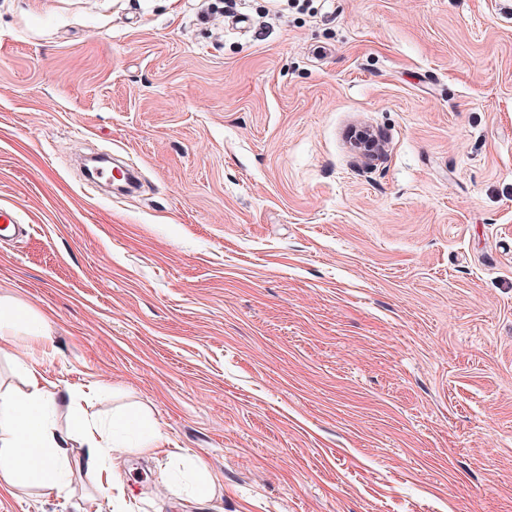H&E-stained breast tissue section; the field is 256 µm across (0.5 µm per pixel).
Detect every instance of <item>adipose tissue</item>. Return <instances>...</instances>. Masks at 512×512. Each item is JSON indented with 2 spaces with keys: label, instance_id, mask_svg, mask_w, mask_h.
<instances>
[{
  "label": "adipose tissue",
  "instance_id": "1",
  "mask_svg": "<svg viewBox=\"0 0 512 512\" xmlns=\"http://www.w3.org/2000/svg\"><path fill=\"white\" fill-rule=\"evenodd\" d=\"M27 390L16 396L0 393V481L17 488L32 485L50 492L61 484L69 462L70 432L58 428L49 418L60 395L56 384L39 370L26 367ZM138 413L125 414L111 433L86 427L82 440L86 447L83 464L87 470L100 471L111 449L130 429H138L140 452L153 456L164 446L158 430L141 431Z\"/></svg>",
  "mask_w": 512,
  "mask_h": 512
}]
</instances>
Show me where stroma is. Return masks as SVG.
<instances>
[{
	"label": "stroma",
	"mask_w": 512,
	"mask_h": 512,
	"mask_svg": "<svg viewBox=\"0 0 512 512\" xmlns=\"http://www.w3.org/2000/svg\"><path fill=\"white\" fill-rule=\"evenodd\" d=\"M207 7L0 0V308L51 336L0 338V392L142 408L214 482L131 436L0 512H512V0Z\"/></svg>",
	"instance_id": "1"
}]
</instances>
